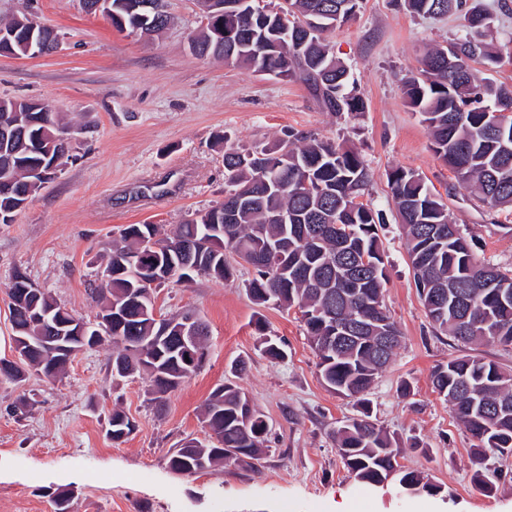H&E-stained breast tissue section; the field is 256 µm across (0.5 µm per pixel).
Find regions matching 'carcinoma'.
I'll return each instance as SVG.
<instances>
[{
	"label": "carcinoma",
	"instance_id": "cac0c4a2",
	"mask_svg": "<svg viewBox=\"0 0 512 512\" xmlns=\"http://www.w3.org/2000/svg\"><path fill=\"white\" fill-rule=\"evenodd\" d=\"M146 0H111L117 30L155 33L169 23L166 4L152 11ZM360 0H282L263 12L249 3L230 17L192 35L202 53L222 56L254 73L268 70L279 79L298 78L319 97L329 112H357L363 103L347 91L348 72L336 60L325 33L355 15ZM414 14L460 15L465 37L451 47L431 46L421 58L420 77L405 85L411 111L425 125L435 155L450 168L458 182L494 208L512 209V128L501 134L484 121V106L512 108V87L479 81L472 64L495 65L500 54L487 42L491 26L476 20L488 11L473 0H404ZM318 17L319 26L307 30L304 20ZM235 31L237 46L229 52L216 40L218 27ZM17 115L23 135L7 144L12 157L8 175L14 188L0 194V224L17 208L45 188L34 174L42 166L57 163L60 171L69 158V128L55 112L37 107L35 99H0V115ZM393 211L406 239L413 279L433 331L464 344L498 342L512 345V269L480 261L448 209L423 178L412 169L397 167L387 174ZM224 202L198 211L165 237L154 224H128L121 240L112 246L103 271L108 279L93 289L98 294V322L111 319L104 336L82 343H68L69 352L44 361L38 351L20 355L18 362L0 366L5 377L21 382L28 369L57 378L79 353L104 341L112 344V379L136 374L148 378L147 394L160 401L177 389L200 366L185 362L180 339L162 333V324L145 316L137 301L142 271L167 269L155 287L178 283L185 265L195 273L217 280L233 276L229 258L251 266L253 278L247 291L259 305L290 311L296 307L316 313L303 323L312 346L322 383L336 393L365 401L396 348L380 353L374 341L379 322L391 319L383 304L386 283L385 252L380 231L387 216L367 204L353 205L365 195L371 173L354 150L313 134L281 140L261 149H224ZM309 181L313 193L297 190ZM268 246L281 248L275 262L257 261ZM300 269L297 277H285L280 267ZM56 316L76 315L48 293L41 292L37 305ZM333 311L342 320L364 316L360 339L347 347L321 354L322 345L335 335L332 320L319 312ZM14 338H48V327L33 312H19L11 321ZM263 353L273 360L287 356L285 343L265 338ZM481 384L477 402L465 395V381ZM431 383L452 404L456 418L479 440L474 480L492 489L485 472V457L512 455V374L478 356L451 358L436 366ZM202 416L210 431L209 443L186 439L167 455L168 468L179 475H193L228 465L248 468L270 452L269 425L239 387L224 383L205 401ZM135 429L129 417L112 411L107 434L114 442ZM345 449L344 468L362 484H384L394 475L401 489L421 487L437 495L442 486L428 477L407 471L398 463L393 438L370 421L369 410L335 433Z\"/></svg>",
	"mask_w": 512,
	"mask_h": 512
}]
</instances>
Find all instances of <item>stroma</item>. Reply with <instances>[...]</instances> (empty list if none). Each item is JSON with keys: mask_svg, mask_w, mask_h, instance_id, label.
Masks as SVG:
<instances>
[{"mask_svg": "<svg viewBox=\"0 0 512 512\" xmlns=\"http://www.w3.org/2000/svg\"><path fill=\"white\" fill-rule=\"evenodd\" d=\"M167 10L168 28L148 35L116 30L81 0H0V23L24 15L60 36L55 54L0 56V98L52 102L74 137L57 177L13 223L0 224V359L14 355L6 289L16 273L94 321L90 288L120 228L149 222L167 232L222 202L223 146L261 148L290 133L356 151L373 175L363 201L377 210L391 207L388 171L414 170L442 196L475 255L512 269V210L490 208L458 183L404 98L423 47L463 35L458 15L417 16L400 0H363L357 16L328 35L363 103L337 115L301 81L196 56L195 0H167ZM382 241L384 302L402 337L367 406L395 440L400 464L431 477L442 493L412 497L393 480L367 487L343 468L334 432L362 406L323 385L296 313L255 305L246 291L253 270L239 265L227 281L196 276L157 289L162 314L189 310L210 330L204 365L162 409L147 401L146 375L113 380L107 342L79 353L52 382L32 372L20 383L0 377V512H54L60 489L74 490L73 512H512V458L496 461L495 487L481 491L473 482L478 442L430 381L435 366L467 354L512 371V347L433 335L397 221ZM266 336L285 339L287 359L262 354ZM240 358L245 370L231 372ZM226 382L265 416L271 454L250 468L174 474L168 450L187 438L207 440L202 407ZM115 409L135 424L118 442L107 433Z\"/></svg>", "mask_w": 512, "mask_h": 512, "instance_id": "1", "label": "stroma"}]
</instances>
